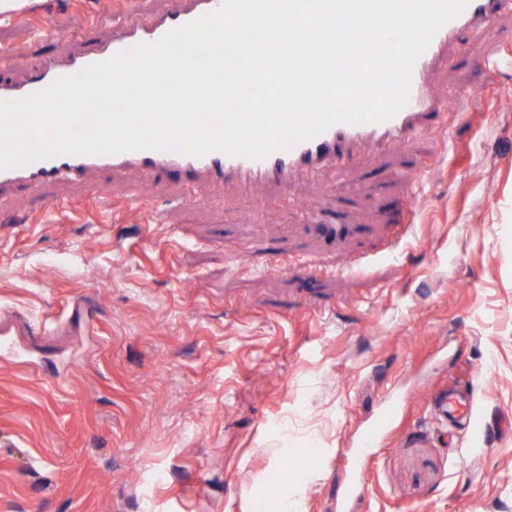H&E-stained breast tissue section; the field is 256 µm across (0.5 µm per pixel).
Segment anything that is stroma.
<instances>
[{"instance_id":"1","label":"stroma","mask_w":512,"mask_h":512,"mask_svg":"<svg viewBox=\"0 0 512 512\" xmlns=\"http://www.w3.org/2000/svg\"><path fill=\"white\" fill-rule=\"evenodd\" d=\"M127 10L0 14V82ZM472 47L433 75L468 112L284 193L202 180L203 206L133 169L1 193L0 512H275L277 474L297 512L355 479L353 512H512V66ZM448 388L471 421L433 417Z\"/></svg>"}]
</instances>
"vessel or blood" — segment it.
Returning <instances> with one entry per match:
<instances>
[{"mask_svg":"<svg viewBox=\"0 0 512 512\" xmlns=\"http://www.w3.org/2000/svg\"><path fill=\"white\" fill-rule=\"evenodd\" d=\"M224 0H173L161 14H136L117 28L110 39L97 41L80 53L48 60L33 77L14 84H0V100L25 97L51 85L56 79L78 73L88 65L109 59L115 54L145 43L153 44L167 32L180 28L202 16L217 12ZM512 10V0H470L468 7L445 24L426 51L416 61L408 100L393 118L379 123L350 125L339 123L315 138L276 151L261 160L233 157L212 152L193 157L178 152L152 150L129 151L109 155H62L12 169L0 170V191L14 187H36L58 182H79L94 170L119 172L137 169L153 180L175 170L185 175L183 189L192 193L200 178L234 182L248 186L256 182L288 186L299 178H313L324 168L344 171L357 162L356 144L375 143L379 148L394 142H414L433 118L447 109V100L437 93L429 75L446 60V49L463 31L474 36L475 47H483L489 28L505 11Z\"/></svg>","mask_w":512,"mask_h":512,"instance_id":"b4317fda","label":"vessel or blood"}]
</instances>
